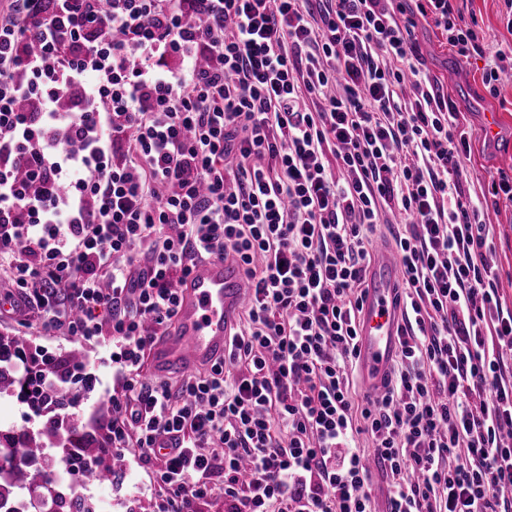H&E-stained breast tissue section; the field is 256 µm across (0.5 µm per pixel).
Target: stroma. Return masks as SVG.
<instances>
[{
  "label": "stroma",
  "mask_w": 512,
  "mask_h": 512,
  "mask_svg": "<svg viewBox=\"0 0 512 512\" xmlns=\"http://www.w3.org/2000/svg\"><path fill=\"white\" fill-rule=\"evenodd\" d=\"M463 10L465 15L477 19L486 45H496L511 35L503 20V0H464ZM415 34L426 70L442 83L457 104L461 123L472 135V152L467 162L470 190L479 191L483 181L492 176L504 174L512 178V76L503 78L498 96H490L482 85L481 62L458 59L445 38L426 24H419ZM489 110L500 112L504 118L503 134L493 144L485 141L482 130V114ZM486 218L495 231L492 259L499 270L502 299L512 306V203L502 201L489 205ZM97 399V392L80 388L74 408L65 414L56 438L49 441L51 450L41 461V471L48 472L62 464L59 446L71 433L88 438L104 435L106 417L95 408ZM63 490L71 496L92 501L96 512H158L151 471L131 460L122 464L109 485L83 490L67 482Z\"/></svg>",
  "instance_id": "stroma-1"
}]
</instances>
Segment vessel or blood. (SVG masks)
Returning a JSON list of instances; mask_svg holds the SVG:
<instances>
[{
    "mask_svg": "<svg viewBox=\"0 0 512 512\" xmlns=\"http://www.w3.org/2000/svg\"><path fill=\"white\" fill-rule=\"evenodd\" d=\"M401 269L384 243L367 276L358 321L357 362L367 393L383 392L398 353L401 323L396 296ZM249 302L247 277L239 263L225 258L199 261L183 286L177 312L155 337L149 357L160 375L190 371L224 354L239 311Z\"/></svg>",
    "mask_w": 512,
    "mask_h": 512,
    "instance_id": "obj_1",
    "label": "vessel or blood"
}]
</instances>
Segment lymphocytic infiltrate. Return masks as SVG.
<instances>
[{
    "label": "lymphocytic infiltrate",
    "mask_w": 512,
    "mask_h": 512,
    "mask_svg": "<svg viewBox=\"0 0 512 512\" xmlns=\"http://www.w3.org/2000/svg\"><path fill=\"white\" fill-rule=\"evenodd\" d=\"M421 21L498 94L512 42L487 53L455 0H0V276L43 335L110 337L106 451L152 469L160 512L219 491L227 512H372L371 457L388 512H512V308ZM396 214L400 351L358 397ZM215 255L252 285L245 328L206 373L145 380ZM79 382L87 361H43L31 422Z\"/></svg>",
    "instance_id": "obj_1"
}]
</instances>
